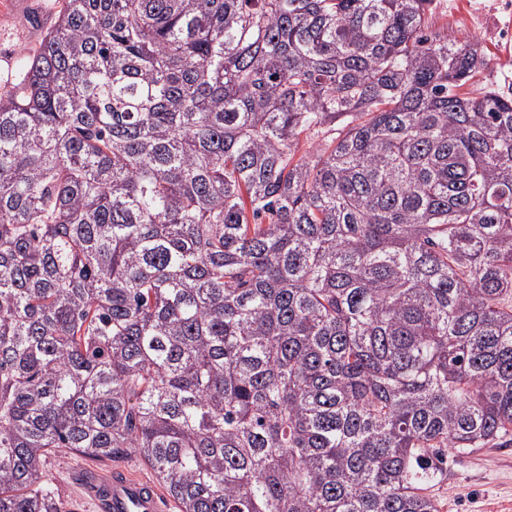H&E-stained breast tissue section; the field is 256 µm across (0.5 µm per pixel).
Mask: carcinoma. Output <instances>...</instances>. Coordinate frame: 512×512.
Here are the masks:
<instances>
[{
  "label": "carcinoma",
  "mask_w": 512,
  "mask_h": 512,
  "mask_svg": "<svg viewBox=\"0 0 512 512\" xmlns=\"http://www.w3.org/2000/svg\"><path fill=\"white\" fill-rule=\"evenodd\" d=\"M433 2L64 0L0 94V512H66L63 448L440 512L512 445V96Z\"/></svg>",
  "instance_id": "obj_1"
}]
</instances>
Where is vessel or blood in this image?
I'll list each match as a JSON object with an SVG mask.
<instances>
[{
    "instance_id": "1",
    "label": "vessel or blood",
    "mask_w": 512,
    "mask_h": 512,
    "mask_svg": "<svg viewBox=\"0 0 512 512\" xmlns=\"http://www.w3.org/2000/svg\"><path fill=\"white\" fill-rule=\"evenodd\" d=\"M83 484L98 512H162L155 487L125 472L116 470L109 476L89 472L84 474Z\"/></svg>"
}]
</instances>
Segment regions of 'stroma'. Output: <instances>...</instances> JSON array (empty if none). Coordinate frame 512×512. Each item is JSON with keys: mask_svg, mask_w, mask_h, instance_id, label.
Instances as JSON below:
<instances>
[{"mask_svg": "<svg viewBox=\"0 0 512 512\" xmlns=\"http://www.w3.org/2000/svg\"><path fill=\"white\" fill-rule=\"evenodd\" d=\"M505 0H434L428 18L430 30L447 32L457 44L479 43L487 66L477 77V88L512 93V10ZM63 0H0V92L15 82L23 56L37 51ZM121 469L135 478L154 481L142 456L128 453L110 460H92L60 450L43 467L46 481L58 486L67 512H96L81 486V472ZM430 495L443 512H512V447L481 448L449 453L440 482Z\"/></svg>", "mask_w": 512, "mask_h": 512, "instance_id": "obj_1", "label": "stroma"}]
</instances>
